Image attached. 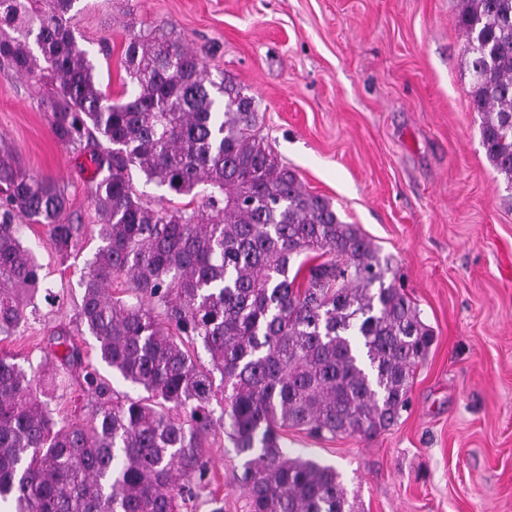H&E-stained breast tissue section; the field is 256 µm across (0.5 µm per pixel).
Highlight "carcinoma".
I'll return each instance as SVG.
<instances>
[{"label":"carcinoma","mask_w":512,"mask_h":512,"mask_svg":"<svg viewBox=\"0 0 512 512\" xmlns=\"http://www.w3.org/2000/svg\"><path fill=\"white\" fill-rule=\"evenodd\" d=\"M75 2L0 0V65L48 79L53 135L101 175L102 245L75 326L142 394L117 392L60 325L46 361L93 400L86 421L63 423L1 355L0 501L14 512H182L206 490L210 512H224L208 479L218 422L246 457L244 512H355L336 469L288 456L282 431L370 439L394 426L433 329L388 280L389 258L256 131L252 97L187 45L139 34L125 49L130 86L112 98L72 34ZM458 23L482 145L511 191L512 0H460ZM136 173L190 202L148 199ZM66 206L60 186L0 150L1 336L29 321L45 279L14 220L47 226L66 254L85 231L62 221ZM118 279L126 298L109 294Z\"/></svg>","instance_id":"carcinoma-1"}]
</instances>
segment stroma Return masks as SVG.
Returning <instances> with one entry per match:
<instances>
[{
  "label": "stroma",
  "mask_w": 512,
  "mask_h": 512,
  "mask_svg": "<svg viewBox=\"0 0 512 512\" xmlns=\"http://www.w3.org/2000/svg\"><path fill=\"white\" fill-rule=\"evenodd\" d=\"M458 0H82L72 22L101 88L119 96L125 45L153 32L188 44L254 97L259 130L313 194L389 257L435 342L411 405L374 439L289 428L290 455L336 468L359 512H512V192L489 163ZM45 82L0 66V141L57 183L63 220L94 225L93 167L53 136ZM50 298L0 341L39 364L49 328L73 319L87 233L60 256L46 226L19 221ZM224 512H243V458L207 440Z\"/></svg>",
  "instance_id": "1"
}]
</instances>
